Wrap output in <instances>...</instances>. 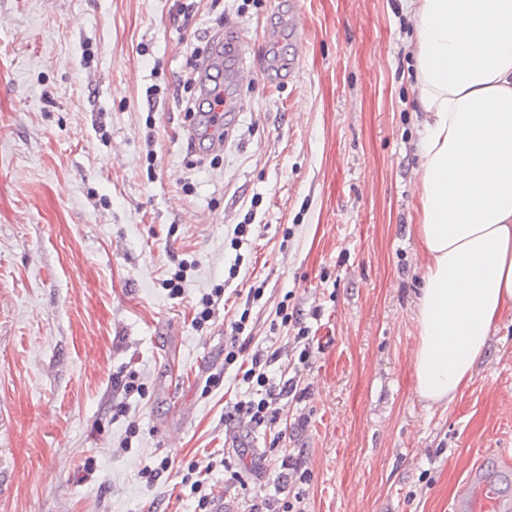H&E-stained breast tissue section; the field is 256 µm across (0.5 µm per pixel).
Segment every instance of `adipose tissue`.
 <instances>
[{
	"label": "adipose tissue",
	"mask_w": 512,
	"mask_h": 512,
	"mask_svg": "<svg viewBox=\"0 0 512 512\" xmlns=\"http://www.w3.org/2000/svg\"><path fill=\"white\" fill-rule=\"evenodd\" d=\"M424 115L415 390L450 403L512 311V0H409Z\"/></svg>",
	"instance_id": "1"
}]
</instances>
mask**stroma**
<instances>
[{"instance_id": "obj_1", "label": "stroma", "mask_w": 512, "mask_h": 512, "mask_svg": "<svg viewBox=\"0 0 512 512\" xmlns=\"http://www.w3.org/2000/svg\"><path fill=\"white\" fill-rule=\"evenodd\" d=\"M228 20L249 76L224 152L195 163L197 90L179 80ZM414 39L402 0H0V512H193L181 476L214 451L223 512L280 506L288 456L306 512H456L481 467L512 502V315L453 403L414 391ZM183 260L173 299L161 282ZM219 285L225 307L195 330ZM283 302L321 312L308 394L281 402L307 422L293 431L234 415L247 386L224 365L243 315L253 346L280 351L269 376L289 374L288 332L269 331ZM131 370L144 392L120 416L112 377ZM224 297L223 286L212 288L210 292L202 294L198 301V305L194 309V315L191 320L196 330L202 331L210 326L209 322L213 321L216 308Z\"/></svg>"}]
</instances>
